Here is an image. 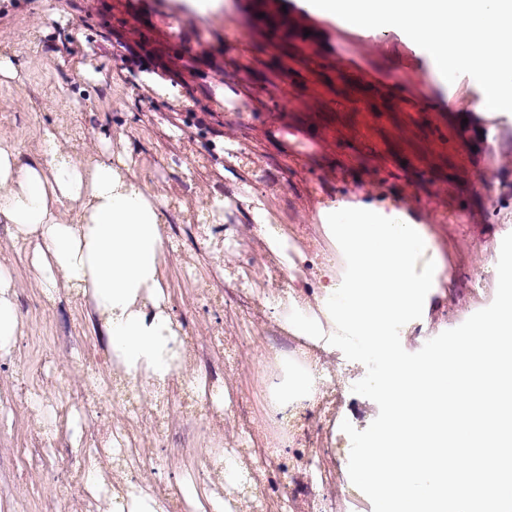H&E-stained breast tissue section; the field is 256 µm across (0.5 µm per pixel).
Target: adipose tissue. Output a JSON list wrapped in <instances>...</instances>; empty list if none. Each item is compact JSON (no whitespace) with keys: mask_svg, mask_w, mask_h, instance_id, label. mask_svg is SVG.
<instances>
[{"mask_svg":"<svg viewBox=\"0 0 512 512\" xmlns=\"http://www.w3.org/2000/svg\"><path fill=\"white\" fill-rule=\"evenodd\" d=\"M66 203L77 208L74 220L57 216ZM0 223L30 247L47 297L65 287L91 298L112 359L130 380L164 387L183 371L182 342L163 306L165 237L148 186L111 163L75 161L49 131L41 158L26 163L0 147ZM14 288L10 269L0 265V352L19 332ZM264 314L302 343L304 369L270 384L268 416L283 420L324 394L338 329L320 300L290 291L272 296Z\"/></svg>","mask_w":512,"mask_h":512,"instance_id":"adipose-tissue-1","label":"adipose tissue"}]
</instances>
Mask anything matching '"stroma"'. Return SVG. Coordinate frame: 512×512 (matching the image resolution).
<instances>
[{
	"label": "stroma",
	"instance_id": "35a3bbf8",
	"mask_svg": "<svg viewBox=\"0 0 512 512\" xmlns=\"http://www.w3.org/2000/svg\"><path fill=\"white\" fill-rule=\"evenodd\" d=\"M261 2L221 0L201 15L189 0H0V44L24 62L17 78L0 77V145L26 162L38 157L50 130L73 158L108 160L125 152L139 161L132 171L138 180L167 181L187 199V206L161 208L167 308L191 354V370L209 380L226 418L223 429L210 425L194 391L148 397L130 385L109 359L89 298L63 290L47 299L27 249L0 223V265L12 271L21 323L10 352L0 356V512H25L40 461L50 455L66 461L42 488L52 512H73L92 492L100 512H113L112 485L125 474L122 455L113 454L94 488L77 483L73 470L141 416L153 417L157 429L143 435L150 458L136 483L161 487L166 512H177L180 481L201 463L176 454L190 420L210 447L232 439L237 450L254 452L266 472L261 487L225 484L236 512H292L295 493L304 490L314 491L316 512L360 497L348 475L351 443L344 432L299 461L292 448L274 455L267 445L276 428L265 415L261 363L295 341L252 318L281 284L263 276L260 256L249 248L257 235L245 191L252 175L229 162L228 148H255L264 177L283 184L269 206L289 237L290 258L311 243L336 254L321 215L340 199L418 214L431 238L425 256L439 271L440 290L427 315L401 331L406 351L417 352L492 303V246L512 233V116L485 128L474 82L464 107L438 111L448 87L432 79L429 57L401 30H367L383 45L373 53L334 21L302 9L289 12L284 29L252 25ZM233 25L250 27L247 52L225 42ZM83 70L93 71L94 80L80 78ZM190 98L193 112L182 111ZM164 101L179 106L174 118L160 112ZM146 127L151 136L143 135ZM298 139L309 143L301 154L294 150ZM187 141L208 158L201 174L181 150ZM214 193L231 200L233 230L202 210L203 197ZM245 264L252 277L238 288L243 300L227 302L208 269L220 265L232 275ZM333 370L336 421L367 428L378 406L352 391L365 366L338 351ZM58 389L97 390L99 415L82 421L79 441L65 426L32 446L34 400L52 399ZM27 447L32 454L24 464L16 451ZM324 466L336 481L322 488L315 476Z\"/></svg>",
	"mask_w": 512,
	"mask_h": 512
}]
</instances>
